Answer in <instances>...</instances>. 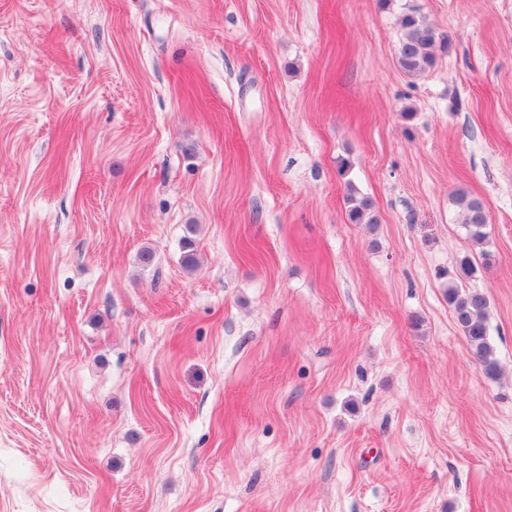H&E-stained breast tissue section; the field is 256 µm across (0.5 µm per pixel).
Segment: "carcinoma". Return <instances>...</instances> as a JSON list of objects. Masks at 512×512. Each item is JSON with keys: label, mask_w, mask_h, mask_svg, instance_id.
<instances>
[{"label": "carcinoma", "mask_w": 512, "mask_h": 512, "mask_svg": "<svg viewBox=\"0 0 512 512\" xmlns=\"http://www.w3.org/2000/svg\"><path fill=\"white\" fill-rule=\"evenodd\" d=\"M401 27L404 33L398 50V64L407 75L420 76L435 65L437 52L446 49L448 39L441 36L425 19L413 13L403 16ZM457 200L463 207V224L470 237L476 242L483 241L484 229L488 224L484 203L464 194L459 195ZM348 201V218L351 223H378L370 198H358L352 194ZM195 234V225L185 226V235L181 240V262L188 271L193 270L198 263ZM448 302L454 309L456 322L468 341L473 358L487 374H498L499 365L489 342L488 298L479 291L462 293L457 288H451L448 290Z\"/></svg>", "instance_id": "cac0c4a2"}]
</instances>
